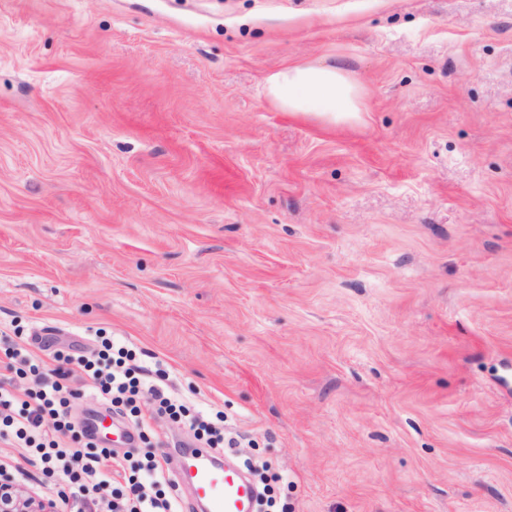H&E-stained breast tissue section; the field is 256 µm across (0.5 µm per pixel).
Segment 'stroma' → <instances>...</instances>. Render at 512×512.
Masks as SVG:
<instances>
[{"instance_id": "35a3bbf8", "label": "stroma", "mask_w": 512, "mask_h": 512, "mask_svg": "<svg viewBox=\"0 0 512 512\" xmlns=\"http://www.w3.org/2000/svg\"><path fill=\"white\" fill-rule=\"evenodd\" d=\"M296 62L360 120L277 108ZM17 327L142 351L288 512H512V0H0ZM266 95L285 112L315 114L332 122L358 120L360 83L336 65L292 64L267 80ZM243 467L252 472L257 468H261L264 471V479H263V487L260 491V506H266L267 508H272L275 506V498L273 497L274 486L273 484L279 481V475L275 472H270V469L265 464H258L256 461L248 458L245 459L242 463Z\"/></svg>"}]
</instances>
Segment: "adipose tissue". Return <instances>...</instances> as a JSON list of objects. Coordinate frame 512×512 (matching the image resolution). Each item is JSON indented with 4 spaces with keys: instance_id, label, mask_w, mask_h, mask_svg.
<instances>
[{
    "instance_id": "ef3b65f1",
    "label": "adipose tissue",
    "mask_w": 512,
    "mask_h": 512,
    "mask_svg": "<svg viewBox=\"0 0 512 512\" xmlns=\"http://www.w3.org/2000/svg\"><path fill=\"white\" fill-rule=\"evenodd\" d=\"M265 90L286 112L310 113L335 123L360 117L362 87L337 66L292 64L271 74Z\"/></svg>"
}]
</instances>
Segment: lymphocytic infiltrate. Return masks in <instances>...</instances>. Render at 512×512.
<instances>
[{"label": "lymphocytic infiltrate", "instance_id": "lymphocytic-infiltrate-1", "mask_svg": "<svg viewBox=\"0 0 512 512\" xmlns=\"http://www.w3.org/2000/svg\"><path fill=\"white\" fill-rule=\"evenodd\" d=\"M25 387H18V380ZM166 371L145 370L133 350L99 335L88 351L57 349L52 363L31 354L17 337L0 335V440L39 463L43 483L64 512H181L175 486L153 451L154 432L139 402L150 396L157 414L185 423L205 448H223L224 414L204 415L168 390ZM91 388L137 431L136 450L114 456L70 414L79 383ZM127 473L113 485L112 473Z\"/></svg>", "mask_w": 512, "mask_h": 512}]
</instances>
